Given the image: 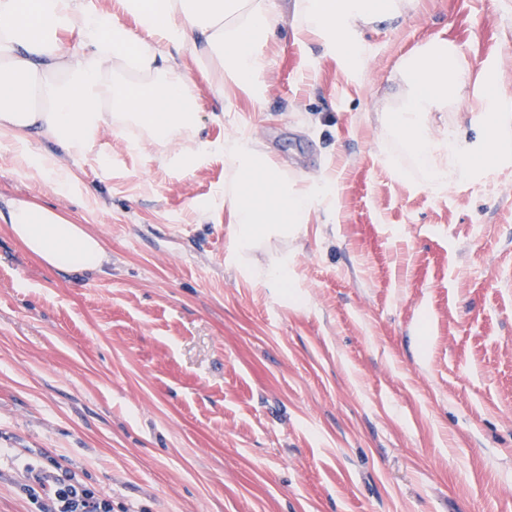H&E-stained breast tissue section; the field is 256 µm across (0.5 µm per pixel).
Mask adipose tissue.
Masks as SVG:
<instances>
[{"instance_id": "ef3b65f1", "label": "adipose tissue", "mask_w": 512, "mask_h": 512, "mask_svg": "<svg viewBox=\"0 0 512 512\" xmlns=\"http://www.w3.org/2000/svg\"><path fill=\"white\" fill-rule=\"evenodd\" d=\"M115 3L109 13L89 9L85 0H0L1 137L89 150L102 129H133V149L151 145L156 160L179 169L204 151L183 50L212 74L216 94L233 85L259 100L269 66L264 49L279 26L336 46L359 63L360 28L399 26L416 0H294L288 14L275 0ZM124 14L136 18L140 31L121 22ZM63 30L78 33L79 50L63 52ZM470 76L465 55L434 39L405 56L393 77L384 123L435 192L449 181L490 172L498 157L512 153V114L492 91L482 98L477 135L459 122L430 133L432 113L472 111ZM224 162V205L239 263L260 241L288 237L312 215L329 210L330 177L288 175L254 140L225 139ZM4 220L50 268L81 273L108 260L95 236L50 207L15 200Z\"/></svg>"}]
</instances>
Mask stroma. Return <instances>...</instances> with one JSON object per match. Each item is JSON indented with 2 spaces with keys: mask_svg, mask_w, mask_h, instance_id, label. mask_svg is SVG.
<instances>
[{
  "mask_svg": "<svg viewBox=\"0 0 512 512\" xmlns=\"http://www.w3.org/2000/svg\"><path fill=\"white\" fill-rule=\"evenodd\" d=\"M435 38L512 111V0H419L364 32L360 67L277 32L259 103L218 100L183 51L198 164L109 129L89 150L0 142V211L53 206L108 257L48 268L0 220V512H31L17 484L45 452L115 512H512V154L437 194L383 152L389 77ZM238 136L334 177L332 223L251 255L291 256L282 289L229 257ZM48 151L73 184L23 159Z\"/></svg>",
  "mask_w": 512,
  "mask_h": 512,
  "instance_id": "obj_1",
  "label": "stroma"
}]
</instances>
